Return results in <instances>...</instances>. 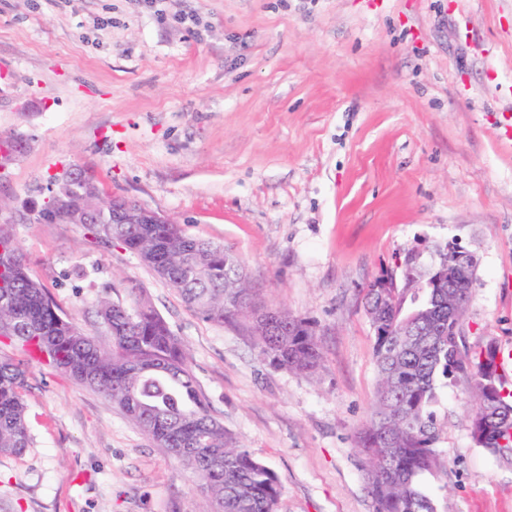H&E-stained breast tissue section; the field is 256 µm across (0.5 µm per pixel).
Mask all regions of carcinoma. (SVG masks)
Wrapping results in <instances>:
<instances>
[{
	"label": "carcinoma",
	"mask_w": 512,
	"mask_h": 512,
	"mask_svg": "<svg viewBox=\"0 0 512 512\" xmlns=\"http://www.w3.org/2000/svg\"><path fill=\"white\" fill-rule=\"evenodd\" d=\"M72 204L89 208L84 226L108 247L137 255L201 319L218 324L250 320L249 329L263 360L274 368L314 375L321 366L315 328L284 309L261 305L237 256L222 245L188 236L179 224H114L112 202L98 189L70 187ZM0 249L15 256L0 268V343L35 346L46 362L78 384L102 394L141 432L181 460L198 479L204 512H277L282 486L272 469L255 459L224 429L200 392L182 341L148 299L130 304L97 301L110 339L101 342L81 332L35 280L15 238L0 225ZM439 268L455 267L449 288H438L435 273H424L415 256L405 260V284L393 288V275L376 278L364 294V309H374L380 294L388 300L369 317L378 374L377 401L357 432L365 456L364 479L373 512H436L423 491L422 475L437 466L433 443L438 427L430 411L439 381L470 378V435L475 446L493 455L512 447V421L488 423L495 413L512 411V393L503 374L482 383L484 349L467 348L466 309L454 298L476 276L466 252L439 250ZM415 306L404 308L406 300ZM26 369L0 359V454L20 455L30 446L26 404L21 390Z\"/></svg>",
	"instance_id": "cac0c4a2"
}]
</instances>
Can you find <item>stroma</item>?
Instances as JSON below:
<instances>
[{
  "label": "stroma",
  "instance_id": "35a3bbf8",
  "mask_svg": "<svg viewBox=\"0 0 512 512\" xmlns=\"http://www.w3.org/2000/svg\"><path fill=\"white\" fill-rule=\"evenodd\" d=\"M0 224L86 335L140 289L213 414L277 475L278 512H372L354 447L376 399L364 290L456 242L478 269L464 340L512 350V0H0ZM236 254L262 303L309 319L311 377L206 322L131 252L17 213L54 174ZM84 277H76L75 267ZM441 383L437 512H512V466L474 446ZM31 444L0 455V512H201L192 471L99 393L29 363Z\"/></svg>",
  "mask_w": 512,
  "mask_h": 512
}]
</instances>
